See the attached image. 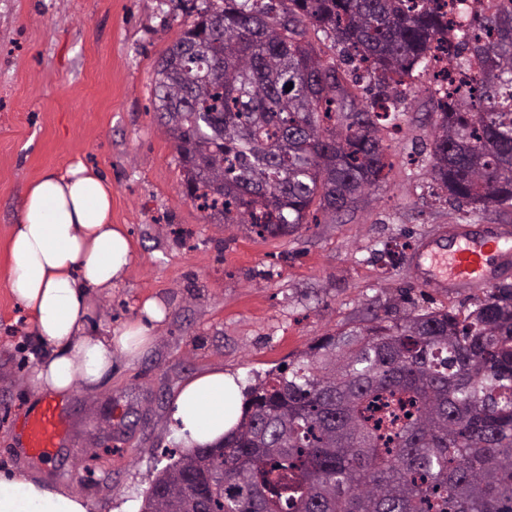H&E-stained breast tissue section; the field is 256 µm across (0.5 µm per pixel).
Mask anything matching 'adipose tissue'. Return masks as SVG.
<instances>
[{
	"label": "adipose tissue",
	"mask_w": 512,
	"mask_h": 512,
	"mask_svg": "<svg viewBox=\"0 0 512 512\" xmlns=\"http://www.w3.org/2000/svg\"><path fill=\"white\" fill-rule=\"evenodd\" d=\"M11 287L35 335L49 344L30 382L37 395L60 398L75 387L92 391L116 355L131 358L150 344V323L162 321L161 301L146 300L139 316L105 335L89 328L92 292L124 281L131 242L112 221V186L83 162L49 171L26 189L10 235ZM237 378L214 369L189 379L173 406V428L187 448L212 446L236 427L244 410ZM85 498L22 474L0 475V512H91Z\"/></svg>",
	"instance_id": "ef3b65f1"
}]
</instances>
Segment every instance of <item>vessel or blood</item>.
Masks as SVG:
<instances>
[{
	"mask_svg": "<svg viewBox=\"0 0 512 512\" xmlns=\"http://www.w3.org/2000/svg\"><path fill=\"white\" fill-rule=\"evenodd\" d=\"M499 239L466 238L438 239L416 254L418 265L444 266V277L454 282H482L491 252L502 250ZM60 412L57 405L47 403L32 420L27 421L26 452L42 458H52L60 435Z\"/></svg>",
	"mask_w": 512,
	"mask_h": 512,
	"instance_id": "1",
	"label": "vessel or blood"
}]
</instances>
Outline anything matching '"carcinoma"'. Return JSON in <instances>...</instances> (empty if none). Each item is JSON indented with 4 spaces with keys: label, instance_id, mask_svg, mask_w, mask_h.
I'll return each instance as SVG.
<instances>
[{
    "label": "carcinoma",
    "instance_id": "carcinoma-1",
    "mask_svg": "<svg viewBox=\"0 0 512 512\" xmlns=\"http://www.w3.org/2000/svg\"><path fill=\"white\" fill-rule=\"evenodd\" d=\"M435 2L207 0L154 80L205 219L282 238L377 186L400 86L448 32ZM475 2L447 52L481 67L464 95L435 89L429 153L470 218L512 208V0ZM220 472L200 499L193 480ZM141 512H512V283L462 314L395 299L321 337L251 387L224 441L159 471Z\"/></svg>",
    "mask_w": 512,
    "mask_h": 512
}]
</instances>
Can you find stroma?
Masks as SVG:
<instances>
[{"instance_id": "1", "label": "stroma", "mask_w": 512, "mask_h": 512, "mask_svg": "<svg viewBox=\"0 0 512 512\" xmlns=\"http://www.w3.org/2000/svg\"><path fill=\"white\" fill-rule=\"evenodd\" d=\"M192 20L175 0H0V474L63 486L93 512H139L168 451L182 448L171 414L194 376L222 368L249 387L398 294L412 307L457 309L512 282V259L501 256L490 282L445 288L423 282L409 250L393 267L381 258L405 232L412 246L452 227L512 235V214L466 219L432 196L436 114L424 72L406 89L399 130L384 137L386 182L342 220L266 239L207 223L182 192L154 109L155 68ZM78 160L111 183L112 221L134 253L123 283L92 293L94 328L122 327L150 298L168 313L138 359L114 357L96 392L58 400L63 432L45 461L21 449L23 424L43 404L29 379L48 348L11 290L9 238L26 186Z\"/></svg>"}]
</instances>
